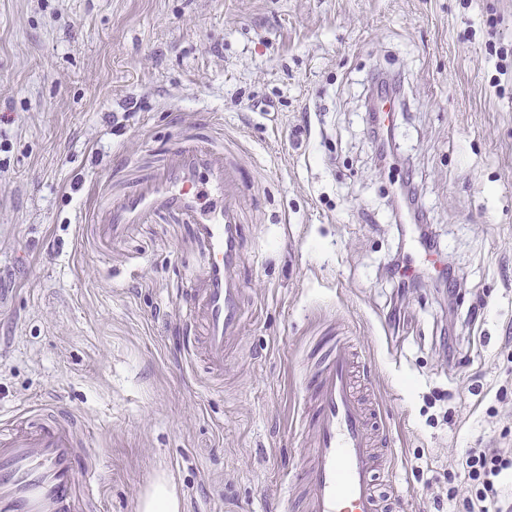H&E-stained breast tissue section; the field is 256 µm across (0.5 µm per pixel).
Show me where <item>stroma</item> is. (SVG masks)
<instances>
[{
  "instance_id": "obj_1",
  "label": "stroma",
  "mask_w": 512,
  "mask_h": 512,
  "mask_svg": "<svg viewBox=\"0 0 512 512\" xmlns=\"http://www.w3.org/2000/svg\"><path fill=\"white\" fill-rule=\"evenodd\" d=\"M510 43L512 0H0V429L40 404L77 416L96 512H139L162 476L179 512H282L305 352L334 329L384 430L392 512L465 494L462 453L512 446V74L490 54ZM380 73L404 101L383 176ZM202 113L242 149L247 201L248 312L220 370L181 352L190 226L105 247L90 224L118 159L146 168ZM408 173L458 293L423 280L395 329ZM368 131L375 146L376 167L380 175L385 174L390 160L393 159L388 128L385 129L378 120L376 112L368 113Z\"/></svg>"
}]
</instances>
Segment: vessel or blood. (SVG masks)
I'll return each mask as SVG.
<instances>
[{
    "label": "vessel or blood",
    "mask_w": 512,
    "mask_h": 512,
    "mask_svg": "<svg viewBox=\"0 0 512 512\" xmlns=\"http://www.w3.org/2000/svg\"><path fill=\"white\" fill-rule=\"evenodd\" d=\"M212 126V120H195L133 184L110 182L93 224L97 239L106 243L124 239L135 224L190 225L204 263L181 290L191 301L183 347L191 349L192 332L202 327L208 359L219 367L245 321L235 274L244 205L243 172L225 155L224 140L212 135ZM320 345L311 359L313 414L301 423L310 451L299 481L285 489L288 512H382L375 490L380 439L370 424L372 411L353 387L340 337H324ZM81 428L75 415L45 408L0 435V512H85L90 495L81 491L79 476L96 473L98 465Z\"/></svg>",
    "instance_id": "vessel-or-blood-1"
}]
</instances>
